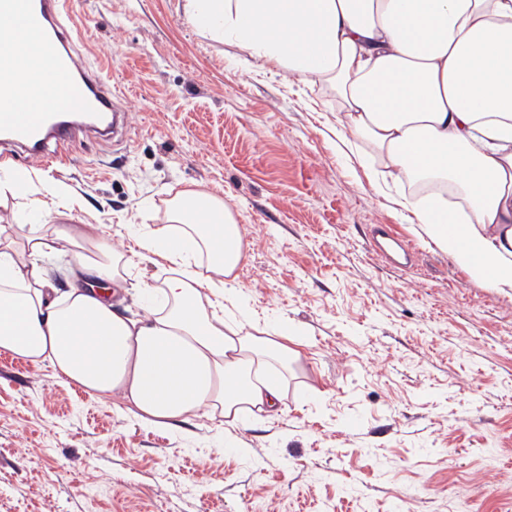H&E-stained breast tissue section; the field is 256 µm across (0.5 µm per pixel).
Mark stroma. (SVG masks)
Wrapping results in <instances>:
<instances>
[{
    "mask_svg": "<svg viewBox=\"0 0 512 512\" xmlns=\"http://www.w3.org/2000/svg\"><path fill=\"white\" fill-rule=\"evenodd\" d=\"M73 50L103 70L120 139L76 128L49 172L71 221L128 251L186 188L221 195L244 230L235 286L258 324L301 341L287 408L226 431L142 425L0 354V512H512V297L429 246L376 193L364 144L336 135L329 84L260 68L192 24L184 0H68ZM385 224L412 267L372 240ZM127 314L155 302L137 283ZM247 453H240V446Z\"/></svg>",
    "mask_w": 512,
    "mask_h": 512,
    "instance_id": "35a3bbf8",
    "label": "stroma"
}]
</instances>
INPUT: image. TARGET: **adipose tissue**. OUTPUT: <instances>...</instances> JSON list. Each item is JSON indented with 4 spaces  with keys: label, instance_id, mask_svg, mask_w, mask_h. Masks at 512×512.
I'll return each instance as SVG.
<instances>
[{
    "label": "adipose tissue",
    "instance_id": "1",
    "mask_svg": "<svg viewBox=\"0 0 512 512\" xmlns=\"http://www.w3.org/2000/svg\"><path fill=\"white\" fill-rule=\"evenodd\" d=\"M202 32L305 82L334 84L346 107L339 138L363 141L373 188L421 179L410 201L416 232L474 280L512 295V0H186ZM43 194L55 224L0 235V351L49 363L65 383L116 398L140 423L192 417L238 426L277 414L288 389L287 326L257 336L236 291L241 224L218 196L183 190L171 221L136 238V257L112 250L93 225L68 223V189L32 168L0 171V201ZM68 253L79 276L58 295L42 266ZM171 275L159 306L118 308L135 259Z\"/></svg>",
    "mask_w": 512,
    "mask_h": 512
}]
</instances>
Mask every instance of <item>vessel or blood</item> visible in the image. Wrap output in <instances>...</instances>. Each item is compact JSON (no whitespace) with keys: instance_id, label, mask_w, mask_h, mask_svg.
<instances>
[{"instance_id":"1","label":"vessel or blood","mask_w":512,"mask_h":512,"mask_svg":"<svg viewBox=\"0 0 512 512\" xmlns=\"http://www.w3.org/2000/svg\"><path fill=\"white\" fill-rule=\"evenodd\" d=\"M70 22L66 0H0V42L35 38L56 84L53 94L17 107L14 73L22 60L0 57V159L12 160L20 149L37 161L64 164L55 147L70 139L74 120L91 129L108 122L112 92L101 73L84 69L74 57Z\"/></svg>"}]
</instances>
